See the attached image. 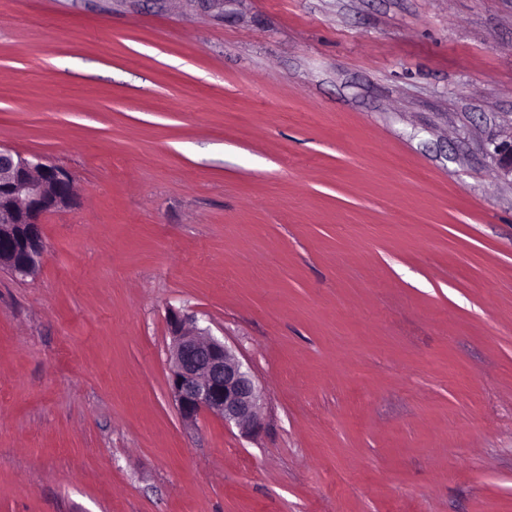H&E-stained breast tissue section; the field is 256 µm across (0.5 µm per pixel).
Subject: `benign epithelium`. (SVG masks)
I'll return each mask as SVG.
<instances>
[{"mask_svg":"<svg viewBox=\"0 0 512 512\" xmlns=\"http://www.w3.org/2000/svg\"><path fill=\"white\" fill-rule=\"evenodd\" d=\"M492 157L500 176L512 178V132L494 145ZM73 203L66 169L0 146V267L34 275L45 251L41 217ZM168 323L170 389L182 417L208 412L245 433L260 429L264 393L234 350L176 310L169 311Z\"/></svg>","mask_w":512,"mask_h":512,"instance_id":"1","label":"benign epithelium"}]
</instances>
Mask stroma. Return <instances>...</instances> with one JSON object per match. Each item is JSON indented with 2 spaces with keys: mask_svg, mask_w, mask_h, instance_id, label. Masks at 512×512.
<instances>
[{
  "mask_svg": "<svg viewBox=\"0 0 512 512\" xmlns=\"http://www.w3.org/2000/svg\"><path fill=\"white\" fill-rule=\"evenodd\" d=\"M512 0H0V512H512ZM262 386L171 396L169 309ZM492 157L500 176L512 181V131L494 145ZM73 203L66 169L0 146V267L33 276L45 251L41 217Z\"/></svg>",
  "mask_w": 512,
  "mask_h": 512,
  "instance_id": "stroma-1",
  "label": "stroma"
}]
</instances>
